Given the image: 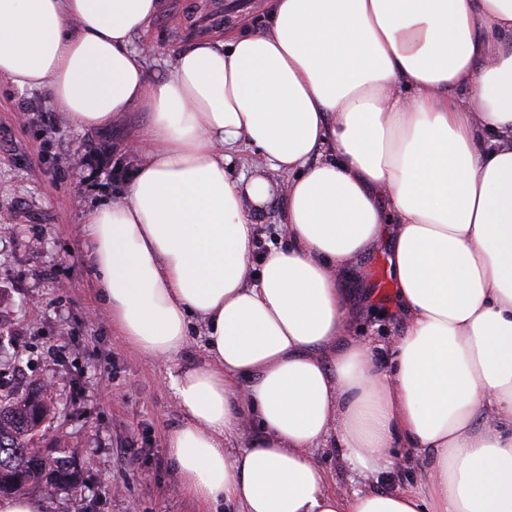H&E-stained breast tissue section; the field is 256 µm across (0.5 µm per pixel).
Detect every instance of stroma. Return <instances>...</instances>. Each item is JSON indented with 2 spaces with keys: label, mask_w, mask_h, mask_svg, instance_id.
I'll use <instances>...</instances> for the list:
<instances>
[{
  "label": "stroma",
  "mask_w": 512,
  "mask_h": 512,
  "mask_svg": "<svg viewBox=\"0 0 512 512\" xmlns=\"http://www.w3.org/2000/svg\"><path fill=\"white\" fill-rule=\"evenodd\" d=\"M264 0H163L146 36L150 73L162 76L174 53L209 28L263 25ZM142 113L129 112L104 131L70 124L47 89L21 91L0 77V350L16 367L0 375V394L47 382L52 409L44 445L71 455L81 473L75 492L45 500V512H230L202 506L177 484L166 438L183 413L167 388L169 373L208 359L204 327L192 323L186 345L168 359L142 355L112 327L87 259L81 215L122 193L139 161L127 148ZM111 151L105 175L89 178L87 149ZM285 201L274 195L255 210L256 252L282 241ZM388 245L378 242L348 281L357 335L386 344L399 333L390 313Z\"/></svg>",
  "instance_id": "1"
}]
</instances>
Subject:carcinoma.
Instances as JSON below:
<instances>
[{"mask_svg":"<svg viewBox=\"0 0 512 512\" xmlns=\"http://www.w3.org/2000/svg\"><path fill=\"white\" fill-rule=\"evenodd\" d=\"M49 415L48 399L39 385L19 397L0 396V495L38 489L51 496L77 484L79 472L72 461L34 444Z\"/></svg>","mask_w":512,"mask_h":512,"instance_id":"cac0c4a2","label":"carcinoma"}]
</instances>
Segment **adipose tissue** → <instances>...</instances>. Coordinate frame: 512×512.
Returning a JSON list of instances; mask_svg holds the SVG:
<instances>
[{
    "mask_svg": "<svg viewBox=\"0 0 512 512\" xmlns=\"http://www.w3.org/2000/svg\"><path fill=\"white\" fill-rule=\"evenodd\" d=\"M159 9L0 0V76L85 129L145 115L127 189L83 224L118 336L164 359L206 326L208 361L167 380L178 484L239 512H512V0H266L262 29L197 37L154 77L132 36ZM275 192L286 241L256 265ZM382 238L385 366L345 285ZM320 448L366 486L332 487ZM407 451L421 484L377 488ZM256 151L254 147L241 143L229 152L231 160L225 168L232 179L239 180L245 177L247 181L253 175ZM284 208L283 197L276 194L264 206L253 212L252 222L255 228V239H257L254 264H258V256L267 249V243L284 242L285 236L282 231Z\"/></svg>",
    "mask_w": 512,
    "mask_h": 512,
    "instance_id": "obj_1",
    "label": "adipose tissue"
}]
</instances>
